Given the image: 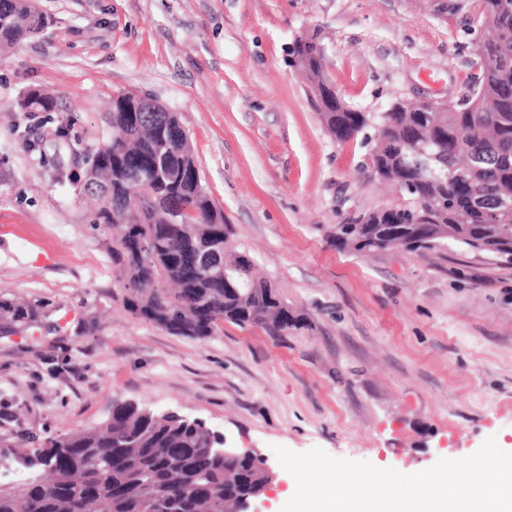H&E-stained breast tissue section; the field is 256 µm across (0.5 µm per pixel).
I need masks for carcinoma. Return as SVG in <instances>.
I'll return each instance as SVG.
<instances>
[{"mask_svg": "<svg viewBox=\"0 0 512 512\" xmlns=\"http://www.w3.org/2000/svg\"><path fill=\"white\" fill-rule=\"evenodd\" d=\"M479 26L491 38L476 44L475 71L459 104L432 114L400 102L393 122L366 138L375 179L404 192L398 205L374 211L354 224H338L336 246L358 252L393 247L387 233L406 238L408 251L447 242L512 264V213L501 224L487 214L500 197L512 198V0H481ZM47 18L27 0H0V51L39 33ZM293 62L317 93L329 132L347 141L372 118L344 108L323 77V47L316 35L296 42ZM495 57L489 66L485 58ZM130 94L112 100V137L90 154L84 188L99 200L93 223L119 229L112 264L127 291L133 316L173 336L203 340L223 323L258 325L274 336L298 329V317L277 291L240 269L229 244V225L202 184L188 134L175 112L130 108ZM21 108L50 112L53 101L38 90ZM431 150V164L448 172L428 182L410 148ZM232 276V291L224 275ZM43 307L0 295V324L31 327ZM210 436L200 426L135 403H117L99 425L50 440L42 449L39 477L0 488V512H154L150 500L165 488L173 512H228L268 478L251 461H221L208 453Z\"/></svg>", "mask_w": 512, "mask_h": 512, "instance_id": "carcinoma-1", "label": "carcinoma"}]
</instances>
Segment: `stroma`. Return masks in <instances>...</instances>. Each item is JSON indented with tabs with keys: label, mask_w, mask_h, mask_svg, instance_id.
Masks as SVG:
<instances>
[{
	"label": "stroma",
	"mask_w": 512,
	"mask_h": 512,
	"mask_svg": "<svg viewBox=\"0 0 512 512\" xmlns=\"http://www.w3.org/2000/svg\"><path fill=\"white\" fill-rule=\"evenodd\" d=\"M41 33L0 59V294L40 303L0 332V456L103 422L118 402L198 417L266 457L313 447L422 471L512 430V265L445 245L338 250L336 227L402 199L341 142L290 63L319 33L341 101L457 100L483 33L479 0H37ZM32 89L51 112H24ZM145 94L178 113L230 240L302 318L269 335L221 325L199 341L128 313L92 224L86 157L108 102Z\"/></svg>",
	"instance_id": "1"
}]
</instances>
